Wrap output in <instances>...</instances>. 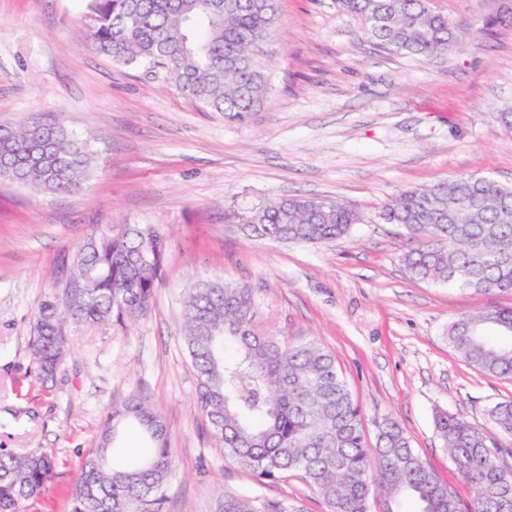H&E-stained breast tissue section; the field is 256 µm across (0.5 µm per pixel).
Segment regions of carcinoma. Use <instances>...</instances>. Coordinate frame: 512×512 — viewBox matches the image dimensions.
<instances>
[{
	"instance_id": "obj_1",
	"label": "carcinoma",
	"mask_w": 512,
	"mask_h": 512,
	"mask_svg": "<svg viewBox=\"0 0 512 512\" xmlns=\"http://www.w3.org/2000/svg\"><path fill=\"white\" fill-rule=\"evenodd\" d=\"M87 0L85 40L122 66L157 69L206 112L243 119L271 91L266 44L278 21L277 0ZM357 16L380 49L430 57L456 46L448 18L430 0H336ZM93 154L58 119L0 121V179L39 193L83 189ZM375 217L406 237L400 257L410 278L512 297V187L473 175L401 190ZM244 236L318 246L347 236L363 215L338 201L281 197L225 214ZM163 235L149 224H127L120 235L90 237L74 252L60 292L43 300L30 348L36 379L46 382L67 324L122 323L143 315L161 279ZM183 342L196 379V406L224 457L260 482L298 473L327 512H370L378 492L384 512L404 498L418 512H462L455 492L411 447L400 422L375 423L366 436L360 408L335 354L314 337L290 343L261 332L251 288L217 280L188 289ZM448 345L481 373L512 381V304L460 316L448 325ZM134 420L151 447L139 463L114 466L109 451L120 426ZM434 425L451 462L474 487L467 512H512V481H503L512 448V401L488 410L476 427L438 411ZM173 467L165 426L145 402L112 407L98 446L82 457L68 490L70 512H163ZM54 459L33 450L0 452V512H26L52 480ZM219 512H286L280 501L224 495Z\"/></svg>"
}]
</instances>
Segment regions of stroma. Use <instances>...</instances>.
<instances>
[{"instance_id":"stroma-1","label":"stroma","mask_w":512,"mask_h":512,"mask_svg":"<svg viewBox=\"0 0 512 512\" xmlns=\"http://www.w3.org/2000/svg\"><path fill=\"white\" fill-rule=\"evenodd\" d=\"M456 47L423 58L371 43L333 0H278L268 50L271 95L245 120L204 112L163 76L96 54L76 33L86 0H0V120L57 117L87 139L91 173L76 194L0 183V448L56 462L28 512H68L67 487L113 404L158 410L175 467L166 512H214L218 488L327 512L299 475L262 483L225 461L194 405L182 343L186 292L206 280L248 285L262 329L318 338L335 356L366 424L386 416L457 493L474 492L434 428L436 411L485 425L512 382L489 378L448 346L459 316L506 304L495 293L416 281L404 241L372 217L397 191L454 175L512 186V0H433ZM322 197L370 215L348 237L310 246L252 240L224 212ZM151 224L166 236L164 274L137 321L68 330L53 382L39 384L33 313L61 288L60 260L90 236Z\"/></svg>"}]
</instances>
